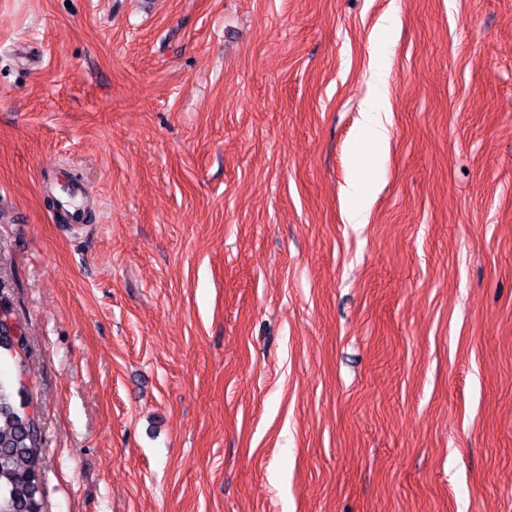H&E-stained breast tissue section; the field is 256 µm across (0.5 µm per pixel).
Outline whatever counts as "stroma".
<instances>
[{"instance_id":"stroma-1","label":"stroma","mask_w":512,"mask_h":512,"mask_svg":"<svg viewBox=\"0 0 512 512\" xmlns=\"http://www.w3.org/2000/svg\"><path fill=\"white\" fill-rule=\"evenodd\" d=\"M1 311L47 512H512V0H0ZM383 109L382 92L377 89L374 96L366 101L363 109V134L373 145H383L388 139V130L381 117Z\"/></svg>"}]
</instances>
